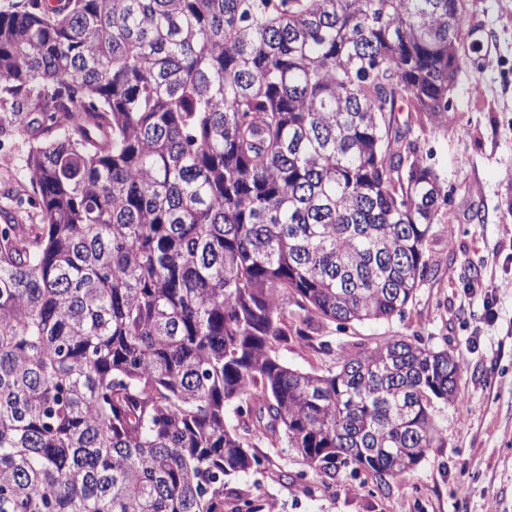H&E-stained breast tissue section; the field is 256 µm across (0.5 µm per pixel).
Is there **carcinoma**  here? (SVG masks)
<instances>
[{
	"label": "carcinoma",
	"mask_w": 512,
	"mask_h": 512,
	"mask_svg": "<svg viewBox=\"0 0 512 512\" xmlns=\"http://www.w3.org/2000/svg\"><path fill=\"white\" fill-rule=\"evenodd\" d=\"M464 31L460 0L0 10L35 186L0 206V512H260L228 480L262 444L382 483L442 441L460 354L275 350L288 299L340 325L412 302L447 198L395 112L448 111Z\"/></svg>",
	"instance_id": "cac0c4a2"
}]
</instances>
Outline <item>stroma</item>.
Instances as JSON below:
<instances>
[{
    "instance_id": "stroma-1",
    "label": "stroma",
    "mask_w": 512,
    "mask_h": 512,
    "mask_svg": "<svg viewBox=\"0 0 512 512\" xmlns=\"http://www.w3.org/2000/svg\"><path fill=\"white\" fill-rule=\"evenodd\" d=\"M462 9L478 49L451 108L396 114L448 192L426 243L430 273L403 316L345 326L317 318L276 355L323 373L340 349L419 338L462 354L468 412L436 403L442 442L406 479L383 485L344 471L327 487L293 451L259 446L260 470L231 485L275 512H512V0H462Z\"/></svg>"
}]
</instances>
